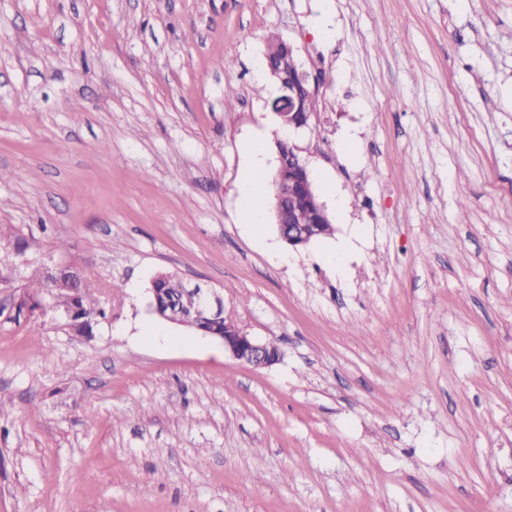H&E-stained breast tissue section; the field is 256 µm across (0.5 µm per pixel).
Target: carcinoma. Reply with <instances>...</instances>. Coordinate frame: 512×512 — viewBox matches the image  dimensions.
I'll use <instances>...</instances> for the list:
<instances>
[{
  "instance_id": "obj_1",
  "label": "carcinoma",
  "mask_w": 512,
  "mask_h": 512,
  "mask_svg": "<svg viewBox=\"0 0 512 512\" xmlns=\"http://www.w3.org/2000/svg\"><path fill=\"white\" fill-rule=\"evenodd\" d=\"M266 57L269 64L275 67L292 66L293 59L286 58L284 43L276 37L268 39ZM152 287L163 294L168 300H175L187 310H192L198 305V298L195 294L185 291V283L177 276L164 273L158 275L152 282ZM30 292L27 293L24 303L30 304V310L37 309L42 298L46 295L52 297L56 306L70 310H80L82 318L72 323L75 331L85 333L90 330L92 321L104 315L103 310L97 308L94 302V294L99 288L97 275L91 268L80 269L74 278L64 276L52 282L39 276L34 278L29 285Z\"/></svg>"
}]
</instances>
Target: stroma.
I'll list each match as a JSON object with an SVG mask.
<instances>
[{
    "label": "stroma",
    "instance_id": "1",
    "mask_svg": "<svg viewBox=\"0 0 512 512\" xmlns=\"http://www.w3.org/2000/svg\"><path fill=\"white\" fill-rule=\"evenodd\" d=\"M263 135L348 201L278 257L239 219ZM0 171V512H512V0H0ZM52 264L109 287L91 335L21 307ZM160 272L279 362L160 322ZM280 82V95L272 102V111L281 122L288 127L300 128L306 126L307 114H304L309 88V75L306 71L287 73L284 70L270 69Z\"/></svg>",
    "mask_w": 512,
    "mask_h": 512
}]
</instances>
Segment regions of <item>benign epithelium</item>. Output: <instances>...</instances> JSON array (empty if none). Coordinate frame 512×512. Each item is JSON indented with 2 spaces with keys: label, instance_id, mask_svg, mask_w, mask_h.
Wrapping results in <instances>:
<instances>
[{
  "label": "benign epithelium",
  "instance_id": "1",
  "mask_svg": "<svg viewBox=\"0 0 512 512\" xmlns=\"http://www.w3.org/2000/svg\"><path fill=\"white\" fill-rule=\"evenodd\" d=\"M271 73L280 82V95L273 100L272 111L289 127L305 126L307 115L304 111L307 93L310 92L308 73L297 69L288 73L273 69ZM277 148L279 162H288V181L273 182L271 219L276 225H288L286 243L298 249L308 245L319 233L316 225L328 224L330 219L296 147L280 140ZM187 290L198 298L199 304L195 310L187 311L179 304L169 302L161 308L153 305V312L170 324L189 328L204 320L213 324L224 323V332L213 329L209 331L210 337L221 341L224 353L242 364L262 368L280 360V353L272 352L268 344L250 336L225 313L224 298L216 289L189 284Z\"/></svg>",
  "mask_w": 512,
  "mask_h": 512
}]
</instances>
